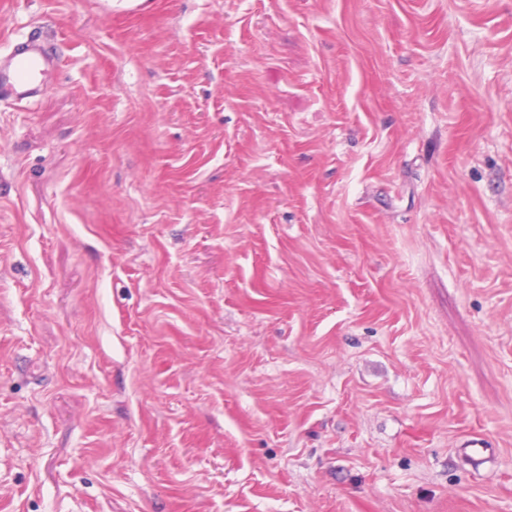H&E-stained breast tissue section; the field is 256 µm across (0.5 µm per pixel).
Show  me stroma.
Returning <instances> with one entry per match:
<instances>
[{
    "label": "stroma",
    "instance_id": "obj_1",
    "mask_svg": "<svg viewBox=\"0 0 512 512\" xmlns=\"http://www.w3.org/2000/svg\"><path fill=\"white\" fill-rule=\"evenodd\" d=\"M31 38L0 512H512V0H0Z\"/></svg>",
    "mask_w": 512,
    "mask_h": 512
}]
</instances>
